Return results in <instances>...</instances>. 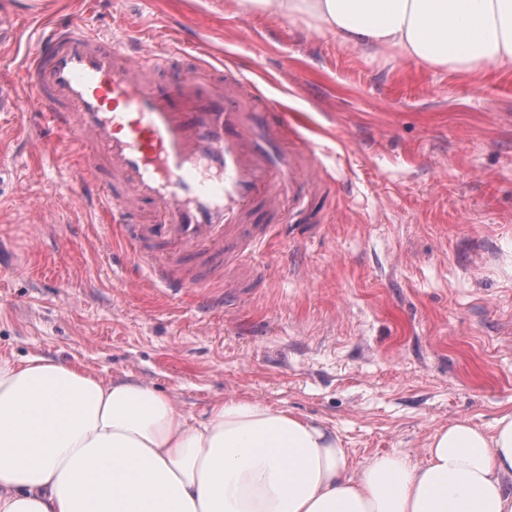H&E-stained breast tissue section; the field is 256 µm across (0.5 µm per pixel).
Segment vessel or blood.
Listing matches in <instances>:
<instances>
[{
    "label": "vessel or blood",
    "mask_w": 512,
    "mask_h": 512,
    "mask_svg": "<svg viewBox=\"0 0 512 512\" xmlns=\"http://www.w3.org/2000/svg\"><path fill=\"white\" fill-rule=\"evenodd\" d=\"M145 39L119 22L103 35L79 13L45 25L20 66L26 100L0 94V104L18 113L42 107L77 145L82 171L111 172L94 195L100 212L133 255L143 243L160 245L147 274L177 295L200 284L181 271L187 254L218 263L267 248L269 227L253 223L256 208L298 218L322 178L310 141L255 108V81L199 47L174 87L162 89L147 74L171 58L145 49ZM142 202L152 207L148 222L129 223Z\"/></svg>",
    "instance_id": "obj_1"
}]
</instances>
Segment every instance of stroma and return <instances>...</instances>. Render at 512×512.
<instances>
[{"instance_id":"1","label":"stroma","mask_w":512,"mask_h":512,"mask_svg":"<svg viewBox=\"0 0 512 512\" xmlns=\"http://www.w3.org/2000/svg\"><path fill=\"white\" fill-rule=\"evenodd\" d=\"M84 0H0L20 38L0 54V87L37 28ZM179 42L226 54L292 111L326 187L266 253L202 272L240 300L200 309L168 296L91 199L79 157L44 135L39 108L0 112V357L42 356L154 387L195 419L227 396L288 409L336 430L355 466L387 453L423 459L457 421L488 429L512 410V72L427 71L236 13L230 0H95Z\"/></svg>"}]
</instances>
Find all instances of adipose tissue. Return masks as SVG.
Segmentation results:
<instances>
[{"instance_id": "adipose-tissue-1", "label": "adipose tissue", "mask_w": 512, "mask_h": 512, "mask_svg": "<svg viewBox=\"0 0 512 512\" xmlns=\"http://www.w3.org/2000/svg\"><path fill=\"white\" fill-rule=\"evenodd\" d=\"M234 3L426 70H512V0ZM0 512H512V412L357 470L335 430L256 399L198 421L145 384L0 358Z\"/></svg>"}]
</instances>
